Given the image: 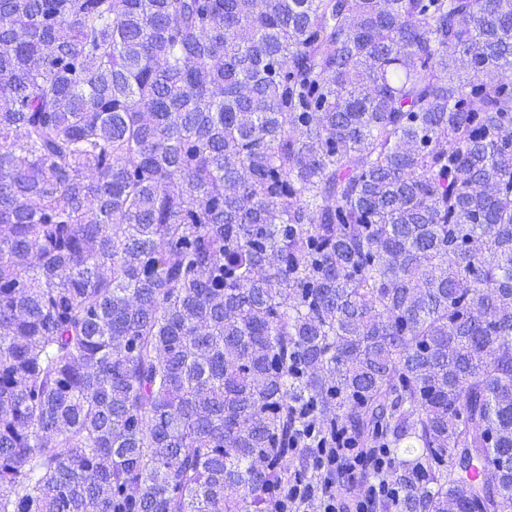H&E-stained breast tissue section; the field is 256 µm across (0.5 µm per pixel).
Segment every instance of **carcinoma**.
Here are the masks:
<instances>
[{"label": "carcinoma", "mask_w": 512, "mask_h": 512, "mask_svg": "<svg viewBox=\"0 0 512 512\" xmlns=\"http://www.w3.org/2000/svg\"><path fill=\"white\" fill-rule=\"evenodd\" d=\"M511 58L512 0H0V512L325 444L512 512Z\"/></svg>", "instance_id": "obj_1"}]
</instances>
